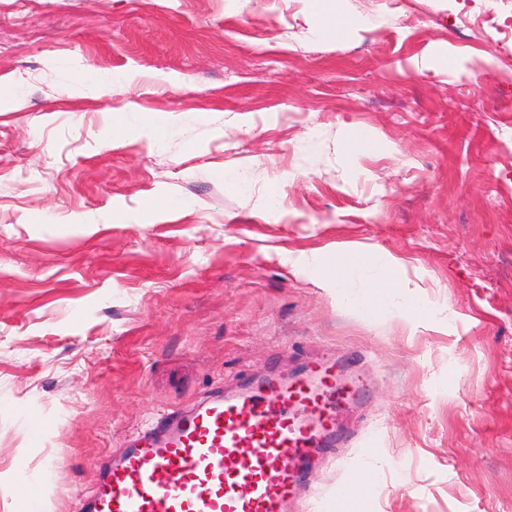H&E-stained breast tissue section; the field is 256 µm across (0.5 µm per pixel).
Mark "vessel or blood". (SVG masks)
I'll use <instances>...</instances> for the list:
<instances>
[{
  "mask_svg": "<svg viewBox=\"0 0 512 512\" xmlns=\"http://www.w3.org/2000/svg\"><path fill=\"white\" fill-rule=\"evenodd\" d=\"M361 395L333 362L214 392L107 456L73 512H296L313 461L338 447V417Z\"/></svg>",
  "mask_w": 512,
  "mask_h": 512,
  "instance_id": "obj_1",
  "label": "vessel or blood"
}]
</instances>
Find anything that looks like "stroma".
Returning a JSON list of instances; mask_svg holds the SVG:
<instances>
[{"instance_id": "obj_1", "label": "stroma", "mask_w": 512, "mask_h": 512, "mask_svg": "<svg viewBox=\"0 0 512 512\" xmlns=\"http://www.w3.org/2000/svg\"><path fill=\"white\" fill-rule=\"evenodd\" d=\"M325 12L352 28L312 34ZM507 21L512 0H0V512H72L166 412L325 355L365 386L299 512H512ZM349 253L387 266L388 308L337 299Z\"/></svg>"}]
</instances>
